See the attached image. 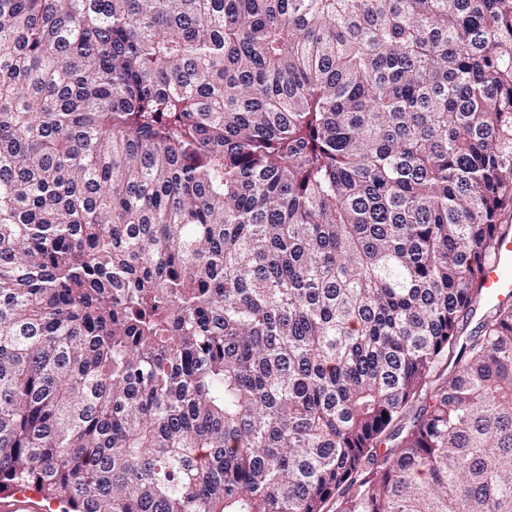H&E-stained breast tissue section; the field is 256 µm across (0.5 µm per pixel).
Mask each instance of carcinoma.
Wrapping results in <instances>:
<instances>
[{
  "mask_svg": "<svg viewBox=\"0 0 512 512\" xmlns=\"http://www.w3.org/2000/svg\"><path fill=\"white\" fill-rule=\"evenodd\" d=\"M507 210L512 0H0V491L512 512ZM503 301H512V235L502 238L496 256L487 266L476 306Z\"/></svg>",
  "mask_w": 512,
  "mask_h": 512,
  "instance_id": "1",
  "label": "carcinoma"
}]
</instances>
